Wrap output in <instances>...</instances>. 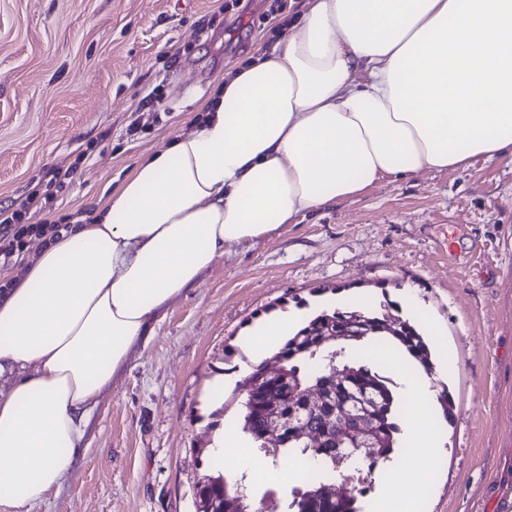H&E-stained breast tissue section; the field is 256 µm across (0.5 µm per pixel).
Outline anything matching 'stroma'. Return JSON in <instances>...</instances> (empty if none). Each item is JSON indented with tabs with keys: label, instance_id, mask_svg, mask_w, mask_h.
Returning <instances> with one entry per match:
<instances>
[{
	"label": "stroma",
	"instance_id": "stroma-1",
	"mask_svg": "<svg viewBox=\"0 0 512 512\" xmlns=\"http://www.w3.org/2000/svg\"><path fill=\"white\" fill-rule=\"evenodd\" d=\"M301 0H0V208L73 169L32 224L90 220L177 137L225 70L270 50ZM416 287L454 401L424 512L512 499V163L387 177L226 247L162 311L91 414L71 474L36 512H196L204 446L233 428L258 318L337 292Z\"/></svg>",
	"mask_w": 512,
	"mask_h": 512
}]
</instances>
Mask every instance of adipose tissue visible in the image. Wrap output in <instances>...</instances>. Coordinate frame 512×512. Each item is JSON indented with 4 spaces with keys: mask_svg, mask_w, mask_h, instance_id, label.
<instances>
[{
    "mask_svg": "<svg viewBox=\"0 0 512 512\" xmlns=\"http://www.w3.org/2000/svg\"><path fill=\"white\" fill-rule=\"evenodd\" d=\"M512 160V0H304L270 52L224 75L203 121L146 154L93 219L41 246L0 296V512L67 478L102 392L157 314L225 247L387 177ZM258 321L254 359L303 325ZM408 453L375 512H419L441 437L433 382L405 375ZM226 431L228 483H288Z\"/></svg>",
    "mask_w": 512,
    "mask_h": 512,
    "instance_id": "1",
    "label": "adipose tissue"
}]
</instances>
